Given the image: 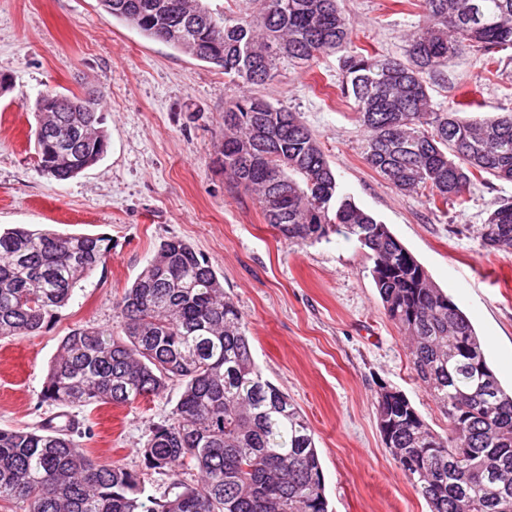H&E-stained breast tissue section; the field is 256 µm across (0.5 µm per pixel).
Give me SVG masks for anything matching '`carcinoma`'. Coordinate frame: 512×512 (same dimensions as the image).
I'll return each instance as SVG.
<instances>
[{"mask_svg": "<svg viewBox=\"0 0 512 512\" xmlns=\"http://www.w3.org/2000/svg\"><path fill=\"white\" fill-rule=\"evenodd\" d=\"M98 0L113 19L212 64L245 92L224 106L215 163L255 196L265 223L291 244L345 233L372 261L385 315L410 341V363L448 420L440 434L401 391L376 393L383 442L429 512H512V394L500 384L469 318L416 257L344 193L313 132L250 87L284 64L314 63L352 43L336 0ZM406 58L356 49L339 90L354 102L363 157L394 189L466 203L489 175L512 181V113L463 119L429 88L468 50L485 69L512 50V0H420ZM99 97L53 91L35 101L38 167L58 182L107 149ZM487 250L512 249V200L468 228ZM111 240L17 226L0 231V340L42 331L77 284L106 264ZM248 325L209 261L190 244L159 243L115 303L112 327L77 326L60 342L41 402L125 406L182 391L142 449L173 495L143 498L140 477L82 448L75 422L0 429V512H328L310 423L265 380ZM197 479H183L185 466Z\"/></svg>", "mask_w": 512, "mask_h": 512, "instance_id": "carcinoma-1", "label": "carcinoma"}]
</instances>
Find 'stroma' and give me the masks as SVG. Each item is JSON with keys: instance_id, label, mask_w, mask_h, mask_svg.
Returning <instances> with one entry per match:
<instances>
[{"instance_id": "1", "label": "stroma", "mask_w": 512, "mask_h": 512, "mask_svg": "<svg viewBox=\"0 0 512 512\" xmlns=\"http://www.w3.org/2000/svg\"><path fill=\"white\" fill-rule=\"evenodd\" d=\"M352 44L402 57L420 21L408 0H338ZM341 53L309 68L288 66L264 87L317 136L345 193L386 224L452 297L481 337L502 386L512 388V251H488L467 232L483 223L512 183L472 185L465 207L435 208L399 192L365 162L362 131L337 89ZM497 75L465 52L430 90L435 107L473 106L466 118L512 112V51ZM0 227L27 224L61 234L103 235L112 256L74 290L38 335L0 342V428H36L56 410L40 392L59 343L79 325L110 326L113 306L167 239L183 240L215 268L248 327L253 359L316 432L330 512H428L386 448L376 420L379 384L403 391L437 432L448 421L410 369L409 342L390 321L371 263L355 238L294 245L265 223L215 163L224 104L237 87L222 71L113 20L97 0H0ZM102 93L108 148L65 182L38 170L33 108L45 91ZM180 394L126 406H91L74 416L100 462L141 476L145 494L169 491L141 450Z\"/></svg>"}]
</instances>
